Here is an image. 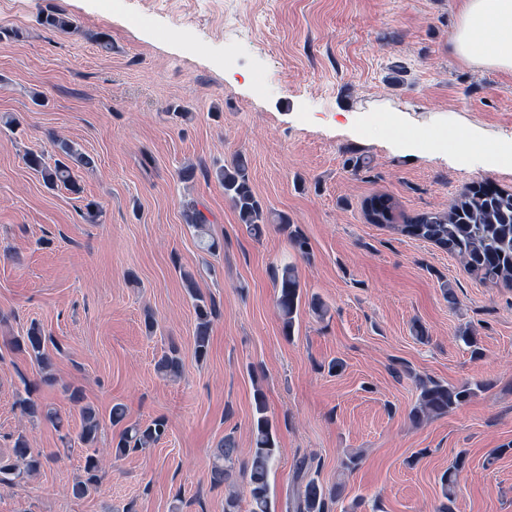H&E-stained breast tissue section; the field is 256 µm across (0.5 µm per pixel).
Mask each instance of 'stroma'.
I'll return each instance as SVG.
<instances>
[{
    "mask_svg": "<svg viewBox=\"0 0 512 512\" xmlns=\"http://www.w3.org/2000/svg\"><path fill=\"white\" fill-rule=\"evenodd\" d=\"M457 3L0 0V456L22 434L45 458L25 482L0 484V512H224L229 487H246L237 475L212 482L213 453L227 435L251 446L258 390L280 448L277 512L305 457L323 486L344 484L330 512H436L439 478L460 453L452 512H512V285L480 281L456 256L365 215L376 195L403 217L448 209L484 179L512 190L511 168L402 147L448 125L512 139V71L457 57ZM55 9L77 32L44 26ZM57 136L95 159L78 172L81 193L47 187L25 163L31 152L55 160ZM240 151L257 198L288 214L309 258L276 226L251 236L215 180L180 178L187 164L212 168ZM91 200L95 224L84 219ZM190 202L223 240L219 254L198 248L182 217ZM288 262L304 297L329 308L319 319L301 307L289 337L271 274ZM184 270L219 311L202 360ZM33 322L61 346L59 385L34 393L67 416L60 432L15 404L39 371L3 339ZM466 329L481 358L460 341ZM172 343L183 374L168 381L155 361ZM421 378L482 389L416 425ZM67 385L101 415L120 402L128 421L168 426L82 497L69 491L85 450ZM351 452L361 460L349 471Z\"/></svg>",
    "mask_w": 512,
    "mask_h": 512,
    "instance_id": "35a3bbf8",
    "label": "stroma"
}]
</instances>
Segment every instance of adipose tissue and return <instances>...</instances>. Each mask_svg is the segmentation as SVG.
<instances>
[{
	"label": "adipose tissue",
	"mask_w": 512,
	"mask_h": 512,
	"mask_svg": "<svg viewBox=\"0 0 512 512\" xmlns=\"http://www.w3.org/2000/svg\"><path fill=\"white\" fill-rule=\"evenodd\" d=\"M450 43L468 65L512 69V0H459L458 22ZM448 148L458 155L484 154L512 164V140L487 144L462 127L449 131Z\"/></svg>",
	"instance_id": "adipose-tissue-1"
}]
</instances>
